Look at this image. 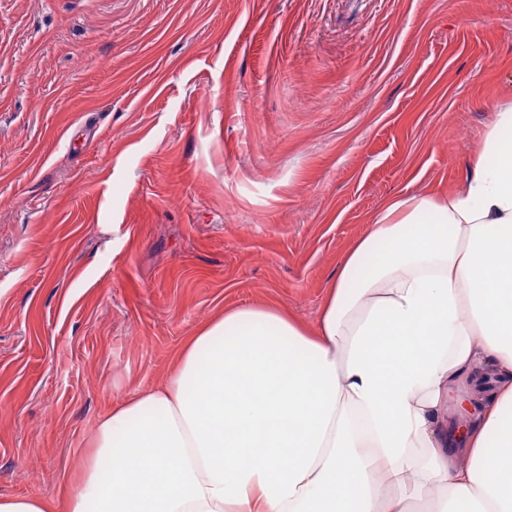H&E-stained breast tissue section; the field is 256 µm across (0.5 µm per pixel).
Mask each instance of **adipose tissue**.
Wrapping results in <instances>:
<instances>
[{
	"mask_svg": "<svg viewBox=\"0 0 512 512\" xmlns=\"http://www.w3.org/2000/svg\"><path fill=\"white\" fill-rule=\"evenodd\" d=\"M470 169L384 204L315 326L225 309L99 417L62 503L0 512H512V105ZM478 370L501 381L457 424Z\"/></svg>",
	"mask_w": 512,
	"mask_h": 512,
	"instance_id": "obj_1",
	"label": "adipose tissue"
}]
</instances>
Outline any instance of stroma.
<instances>
[{"instance_id": "obj_1", "label": "stroma", "mask_w": 512, "mask_h": 512, "mask_svg": "<svg viewBox=\"0 0 512 512\" xmlns=\"http://www.w3.org/2000/svg\"><path fill=\"white\" fill-rule=\"evenodd\" d=\"M503 104L512 0H0V498L55 496L224 307L315 324Z\"/></svg>"}]
</instances>
